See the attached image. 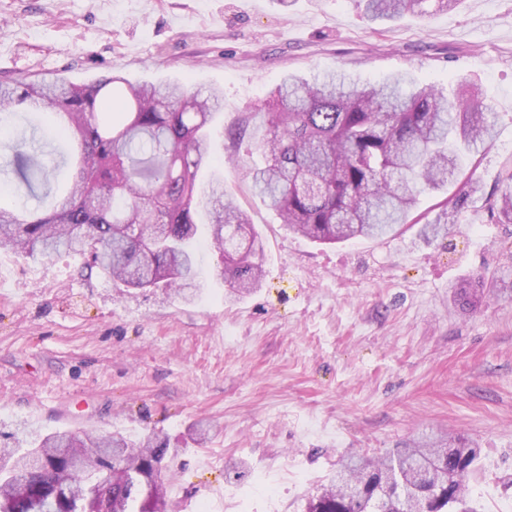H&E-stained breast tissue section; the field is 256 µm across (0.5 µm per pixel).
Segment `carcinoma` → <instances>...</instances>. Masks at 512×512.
<instances>
[{"label": "carcinoma", "mask_w": 512, "mask_h": 512, "mask_svg": "<svg viewBox=\"0 0 512 512\" xmlns=\"http://www.w3.org/2000/svg\"><path fill=\"white\" fill-rule=\"evenodd\" d=\"M444 11L458 0H360L373 21L407 12ZM403 75L359 85L342 74L288 78L258 111L253 137L265 164L249 167L258 196L288 231L321 244L396 235L409 222L423 186L441 190L461 158L488 144L495 121L480 111L479 89L454 101L433 84L403 93ZM113 75L93 84L60 79L0 86V115L19 106L51 111L73 140L79 161L68 191L22 219L0 201V249L32 259L61 252L87 259L88 273L130 289L159 288L182 300L199 277L196 214L232 293L259 288L263 243L250 218L227 197L224 180L197 182L212 153L208 127L221 110L217 88L129 84L107 96ZM7 163L29 194L48 181L46 165L21 139ZM482 195L468 177L420 228L430 238L451 231L457 215ZM490 219L512 224V164L500 194L484 197ZM172 455L157 434L57 431L30 447H0V512H167L164 482ZM481 471V449L464 436L422 435L377 458L343 457L307 498L306 512H478L468 482Z\"/></svg>", "instance_id": "carcinoma-1"}]
</instances>
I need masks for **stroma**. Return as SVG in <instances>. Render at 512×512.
<instances>
[{"instance_id":"obj_1","label":"stroma","mask_w":512,"mask_h":512,"mask_svg":"<svg viewBox=\"0 0 512 512\" xmlns=\"http://www.w3.org/2000/svg\"><path fill=\"white\" fill-rule=\"evenodd\" d=\"M329 71L360 83L402 74L451 95L462 80L480 86L496 135L458 177L500 192L512 162V0H459L384 25L355 0H0V83L118 74L221 88L202 173L223 177L265 248L262 288L231 300L201 247L190 304L81 276L78 255L0 250V444L154 432L179 451L172 512H304L341 455L447 431L482 449L470 482L480 512H512V291L467 310L453 290L512 274V224L475 203L444 238L411 229L319 245L288 234L245 176L243 162L263 157L231 132L246 116L263 124L257 108L284 77ZM49 120L20 107L0 126L1 192L10 146L31 133L56 169L50 192L67 189L71 151L45 136Z\"/></svg>"}]
</instances>
